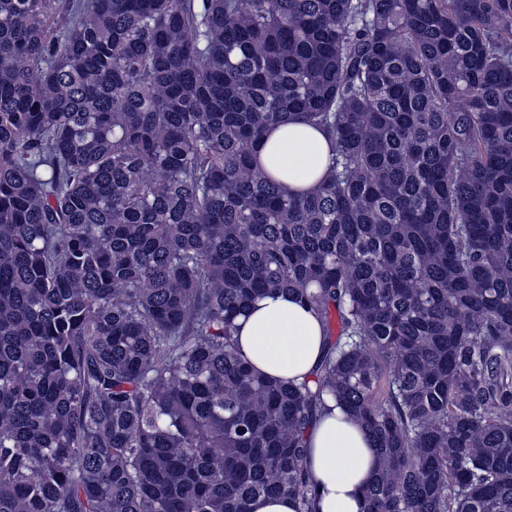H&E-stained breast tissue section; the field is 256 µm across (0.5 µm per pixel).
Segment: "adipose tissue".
I'll return each instance as SVG.
<instances>
[{
    "instance_id": "1",
    "label": "adipose tissue",
    "mask_w": 512,
    "mask_h": 512,
    "mask_svg": "<svg viewBox=\"0 0 512 512\" xmlns=\"http://www.w3.org/2000/svg\"><path fill=\"white\" fill-rule=\"evenodd\" d=\"M253 154L285 192L300 194L324 176L333 144L318 127L293 123L270 128ZM234 339L256 374L294 383L311 380L327 350L322 318L285 291L257 299L237 319ZM304 441L312 512H363L378 454L361 424L332 405L307 428Z\"/></svg>"
}]
</instances>
